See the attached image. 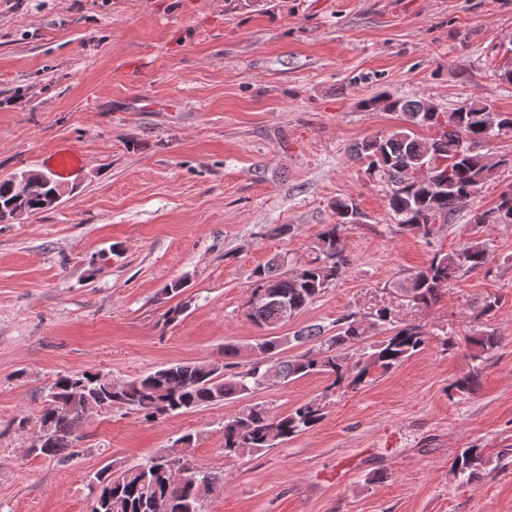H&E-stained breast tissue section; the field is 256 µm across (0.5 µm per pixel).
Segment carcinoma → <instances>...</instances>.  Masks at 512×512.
<instances>
[{"label": "carcinoma", "mask_w": 512, "mask_h": 512, "mask_svg": "<svg viewBox=\"0 0 512 512\" xmlns=\"http://www.w3.org/2000/svg\"><path fill=\"white\" fill-rule=\"evenodd\" d=\"M371 110L377 107L399 112L412 126H427L440 131L430 140L415 136L409 128H399L382 137L364 139L353 149V158L364 163L365 173L385 185L388 214L402 232L423 236L432 234L436 225L469 206L494 169L512 165V158L494 159L485 148L492 139L512 132V113L496 112L485 103L466 99L458 107L445 111L422 100L371 97L361 101ZM427 166L428 178L410 182L407 170ZM59 183L36 172L26 197L27 210L40 213L51 208V196ZM336 223L323 225L312 246V256L304 263L297 259H272L254 268L253 291L264 297L247 301V318L257 327L272 331L307 309L350 265L345 254L344 232L362 223L364 213L357 200H336ZM477 224H512V192H504L490 212L475 213ZM490 260L487 245L467 242L461 247L436 254L430 264L412 274L402 289L412 301L424 308L435 304L441 291L458 274L483 269ZM384 336L373 340L371 332ZM319 344L295 356H282L287 344ZM429 343V333L420 325H390L388 312L379 309L362 314L348 311L336 319V334L321 335V329L300 331L292 337L262 336L248 346L251 359L237 361L239 344H224V362L170 363L141 377L114 381L106 374L83 372L61 374L49 385L44 405L36 420L18 419V428L33 427L38 434L48 429L46 440L31 452L50 460L63 461L65 449L77 440L78 419L109 406L126 408L144 421L162 415L189 411L226 400L248 397L269 385V378L280 382L313 374L331 380L330 388L356 387L368 378L371 370L387 372ZM473 350L468 371L453 383L459 392L473 389L481 377L478 361L491 356L500 347L501 337L477 330L466 337ZM325 415L324 406L311 400L286 412H277L264 402L244 406L224 418V457L255 456L273 448L275 437L280 443L317 426ZM484 449L470 445L456 455L452 468L465 481H477L491 465ZM186 468L179 484L173 476ZM99 491V512H152L156 501L168 502L167 512H205L198 502L196 488L205 484L214 489L224 486V477L183 466L178 460L151 456L132 466L112 468L107 465L95 475Z\"/></svg>", "instance_id": "obj_1"}]
</instances>
